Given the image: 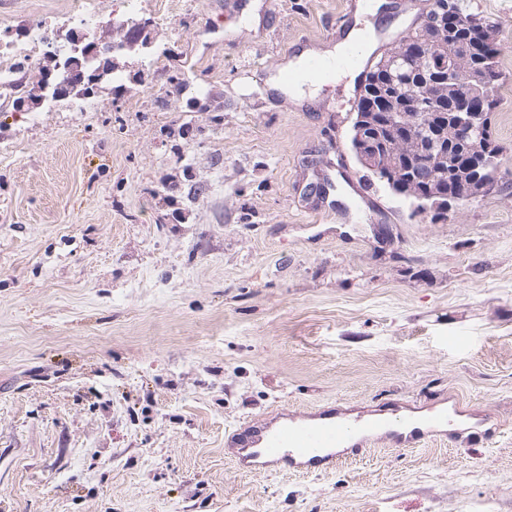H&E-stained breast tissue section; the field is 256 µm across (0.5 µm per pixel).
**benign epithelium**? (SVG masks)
Instances as JSON below:
<instances>
[{
	"label": "benign epithelium",
	"mask_w": 512,
	"mask_h": 512,
	"mask_svg": "<svg viewBox=\"0 0 512 512\" xmlns=\"http://www.w3.org/2000/svg\"><path fill=\"white\" fill-rule=\"evenodd\" d=\"M424 34L419 39L420 62L422 69L432 70L435 58L441 52L448 53V78L431 77L419 86L420 102L426 111L404 112L396 105L392 95L385 91H370L375 101L363 112L355 129V152L359 164L366 170L382 177V180L400 188V195L413 201L415 206L423 209L427 201L447 196L448 202L474 197L489 190L487 185L478 183L473 177L460 183L454 193L444 194L445 188L451 186L448 180V145L460 146L463 157L480 156L490 146L471 131L475 127V116L456 124L447 125L438 131L429 124L428 111L449 101L462 104L461 110H467L470 99L461 94V88H483L488 77L478 73L469 62L468 57L448 45V17L426 14L422 25ZM74 52L82 53L87 62L100 63L105 67L114 61V56L146 48L150 41L145 39V27L132 30V33L116 42L101 47L96 44L82 45V39L74 30L64 36ZM76 71L66 68L43 77L45 88L52 89L58 98L69 95L76 85Z\"/></svg>",
	"instance_id": "benign-epithelium-1"
}]
</instances>
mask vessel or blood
Segmentation results:
<instances>
[{
	"instance_id": "vessel-or-blood-1",
	"label": "vessel or blood",
	"mask_w": 512,
	"mask_h": 512,
	"mask_svg": "<svg viewBox=\"0 0 512 512\" xmlns=\"http://www.w3.org/2000/svg\"><path fill=\"white\" fill-rule=\"evenodd\" d=\"M460 404L421 416L368 418L333 408L307 414H278L270 422L233 433L238 461L254 472L310 473L325 471L341 459L346 448H370L383 440L416 445L427 437L462 435Z\"/></svg>"
}]
</instances>
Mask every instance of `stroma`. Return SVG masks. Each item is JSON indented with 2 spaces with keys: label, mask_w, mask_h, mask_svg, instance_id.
<instances>
[{
  "label": "stroma",
  "mask_w": 512,
  "mask_h": 512,
  "mask_svg": "<svg viewBox=\"0 0 512 512\" xmlns=\"http://www.w3.org/2000/svg\"><path fill=\"white\" fill-rule=\"evenodd\" d=\"M72 0H0L33 61L0 100V512H512V0L494 188L435 218L365 179L343 77L270 80L348 0H141L154 55L96 109L37 92ZM119 40L122 0H92ZM422 19L386 6L369 56ZM455 400L490 419L326 472L250 473L226 436L280 411Z\"/></svg>",
  "instance_id": "stroma-1"
}]
</instances>
